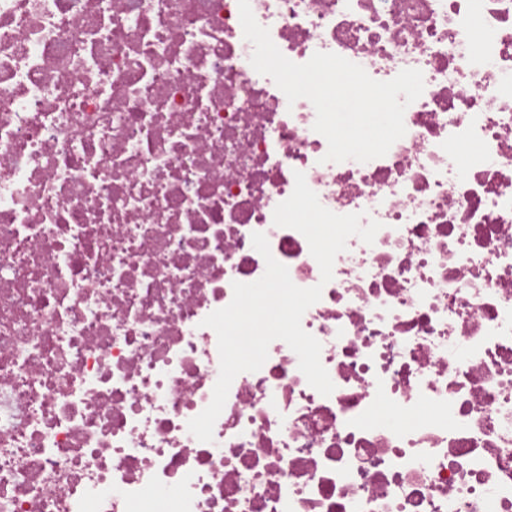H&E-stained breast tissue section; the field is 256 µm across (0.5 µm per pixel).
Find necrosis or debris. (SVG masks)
Listing matches in <instances>:
<instances>
[{
  "instance_id": "1",
  "label": "necrosis or debris",
  "mask_w": 512,
  "mask_h": 512,
  "mask_svg": "<svg viewBox=\"0 0 512 512\" xmlns=\"http://www.w3.org/2000/svg\"><path fill=\"white\" fill-rule=\"evenodd\" d=\"M297 64L424 91L385 156L326 161L238 0H0V512H512V0H250ZM379 222L322 282L295 172ZM322 285L213 429L203 319L265 270Z\"/></svg>"
}]
</instances>
